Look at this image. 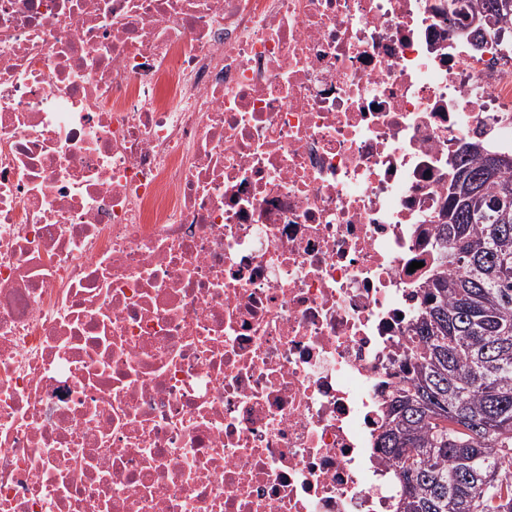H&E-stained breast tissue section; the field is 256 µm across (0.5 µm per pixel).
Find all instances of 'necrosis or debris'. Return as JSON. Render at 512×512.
<instances>
[{"label":"necrosis or debris","mask_w":512,"mask_h":512,"mask_svg":"<svg viewBox=\"0 0 512 512\" xmlns=\"http://www.w3.org/2000/svg\"><path fill=\"white\" fill-rule=\"evenodd\" d=\"M479 133L446 0H0V512H392Z\"/></svg>","instance_id":"obj_1"}]
</instances>
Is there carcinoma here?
Segmentation results:
<instances>
[{
  "label": "carcinoma",
  "instance_id": "1",
  "mask_svg": "<svg viewBox=\"0 0 512 512\" xmlns=\"http://www.w3.org/2000/svg\"><path fill=\"white\" fill-rule=\"evenodd\" d=\"M470 16L483 30L467 37L485 43L488 25L512 26V0H477ZM493 153L466 141L450 163L412 376L386 403L377 441L393 466L394 512H512V221H481L470 197L474 184L482 202L512 188V168L489 175Z\"/></svg>",
  "mask_w": 512,
  "mask_h": 512
}]
</instances>
